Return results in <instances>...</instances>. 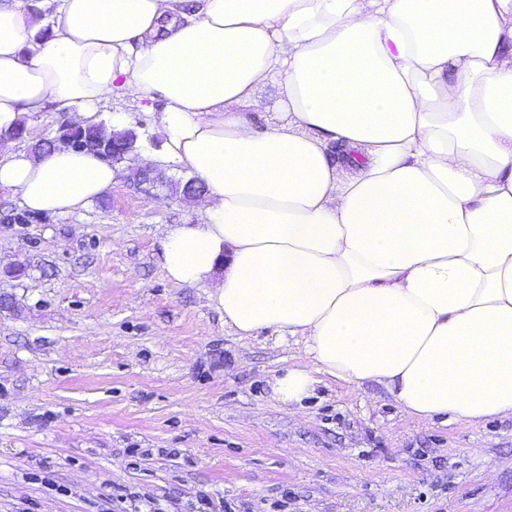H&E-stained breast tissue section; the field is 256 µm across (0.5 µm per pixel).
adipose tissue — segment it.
<instances>
[{
  "label": "adipose tissue",
  "instance_id": "adipose-tissue-1",
  "mask_svg": "<svg viewBox=\"0 0 512 512\" xmlns=\"http://www.w3.org/2000/svg\"><path fill=\"white\" fill-rule=\"evenodd\" d=\"M0 0V191L38 213L101 196L91 151L17 149L46 105L88 126L164 103V149L206 193L168 228L176 284L217 280L242 337H300L274 398L382 385L415 420L512 416V0ZM273 86L281 111L249 113Z\"/></svg>",
  "mask_w": 512,
  "mask_h": 512
}]
</instances>
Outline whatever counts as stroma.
<instances>
[{"mask_svg": "<svg viewBox=\"0 0 512 512\" xmlns=\"http://www.w3.org/2000/svg\"><path fill=\"white\" fill-rule=\"evenodd\" d=\"M137 133L102 197L30 213L0 192V512H512V417L411 420L379 384L325 380L287 409L271 383L295 340L225 327L215 285L158 259L197 202L131 178L158 110L112 100Z\"/></svg>", "mask_w": 512, "mask_h": 512, "instance_id": "stroma-1", "label": "stroma"}]
</instances>
